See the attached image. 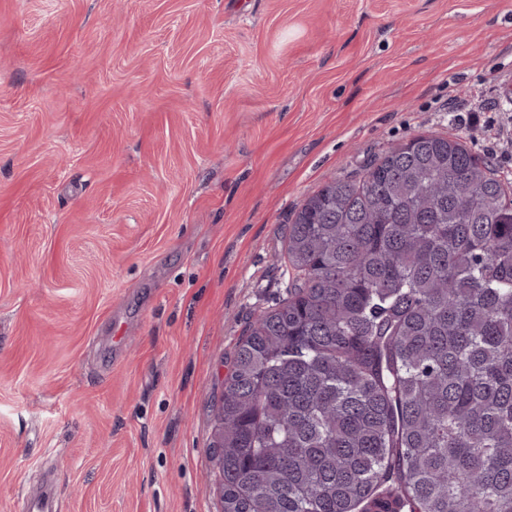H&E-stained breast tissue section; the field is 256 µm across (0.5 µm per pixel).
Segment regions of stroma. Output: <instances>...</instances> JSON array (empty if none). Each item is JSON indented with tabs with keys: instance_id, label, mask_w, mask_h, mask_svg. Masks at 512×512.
Here are the masks:
<instances>
[{
	"instance_id": "35a3bbf8",
	"label": "stroma",
	"mask_w": 512,
	"mask_h": 512,
	"mask_svg": "<svg viewBox=\"0 0 512 512\" xmlns=\"http://www.w3.org/2000/svg\"><path fill=\"white\" fill-rule=\"evenodd\" d=\"M512 0H0V512H222L293 213L419 133L512 177Z\"/></svg>"
}]
</instances>
